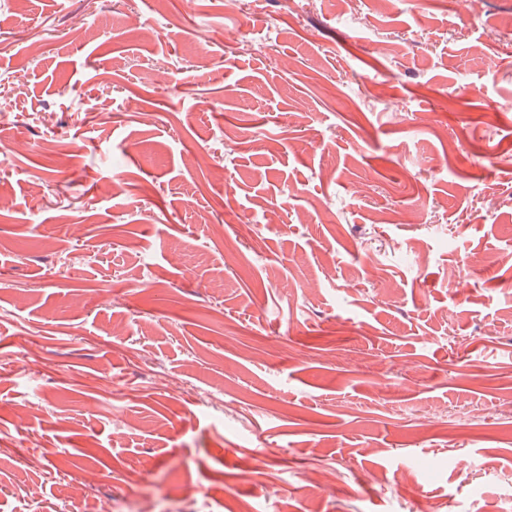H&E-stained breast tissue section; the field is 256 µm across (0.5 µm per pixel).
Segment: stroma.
<instances>
[{"label": "stroma", "mask_w": 512, "mask_h": 512, "mask_svg": "<svg viewBox=\"0 0 512 512\" xmlns=\"http://www.w3.org/2000/svg\"><path fill=\"white\" fill-rule=\"evenodd\" d=\"M479 9L0 0V512H512Z\"/></svg>", "instance_id": "obj_1"}]
</instances>
